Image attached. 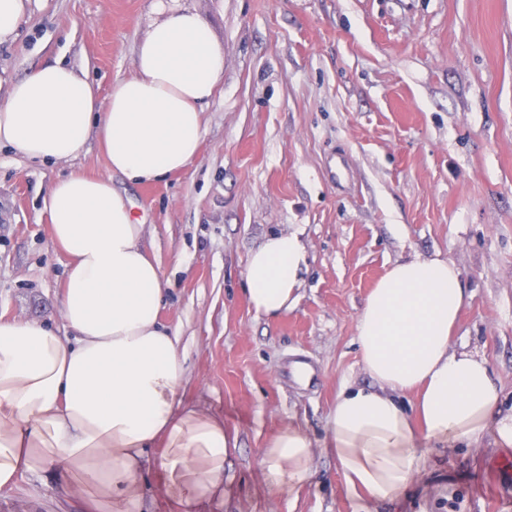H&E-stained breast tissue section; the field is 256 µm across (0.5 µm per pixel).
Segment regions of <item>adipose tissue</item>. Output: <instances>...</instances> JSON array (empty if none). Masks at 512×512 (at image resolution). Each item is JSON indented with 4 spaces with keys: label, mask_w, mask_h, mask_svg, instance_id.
<instances>
[{
    "label": "adipose tissue",
    "mask_w": 512,
    "mask_h": 512,
    "mask_svg": "<svg viewBox=\"0 0 512 512\" xmlns=\"http://www.w3.org/2000/svg\"><path fill=\"white\" fill-rule=\"evenodd\" d=\"M131 73L107 96L55 62L10 82L0 96V146L38 164L79 158L97 135L107 176H60L42 198L51 239L65 255L61 336L47 324L0 318V488L52 470L58 492L85 512H137L143 468L168 487L167 512H201L224 496V462L235 438L221 417L182 404L180 338L159 320L165 284L112 187V173L149 184L193 165L202 112L224 80V49L205 17L177 0H155ZM306 262L296 233L279 232L253 251L245 292L257 314L276 317L295 301ZM466 303L460 272L441 258L392 265L357 320V346L373 387L343 389L328 429L346 484L369 501L396 499L424 461L422 445L479 443L493 434L512 447V415L486 361L450 350ZM416 395L405 409L399 394ZM311 441L296 424L265 445L268 484L294 491L312 477Z\"/></svg>",
    "instance_id": "ef3b65f1"
}]
</instances>
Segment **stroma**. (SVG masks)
Wrapping results in <instances>:
<instances>
[{
    "mask_svg": "<svg viewBox=\"0 0 512 512\" xmlns=\"http://www.w3.org/2000/svg\"><path fill=\"white\" fill-rule=\"evenodd\" d=\"M154 0H31L0 43V81L64 60L108 94L130 74ZM224 48L201 154L152 184L110 173L97 140L71 166L0 149V316L62 330L66 259L41 198L67 169L111 175L161 268L160 319L185 359L181 397L222 415L237 446L216 512H360L326 446L344 387H368L356 323L395 262L456 264L467 296L451 348L485 358L512 414V0H182ZM348 161L336 174V156ZM297 233V300L257 315L248 257ZM313 477L285 494L261 451L288 422ZM423 469L375 512H512V453L493 437L429 444ZM0 512H82L51 471L0 489Z\"/></svg>",
    "mask_w": 512,
    "mask_h": 512,
    "instance_id": "35a3bbf8",
    "label": "stroma"
}]
</instances>
